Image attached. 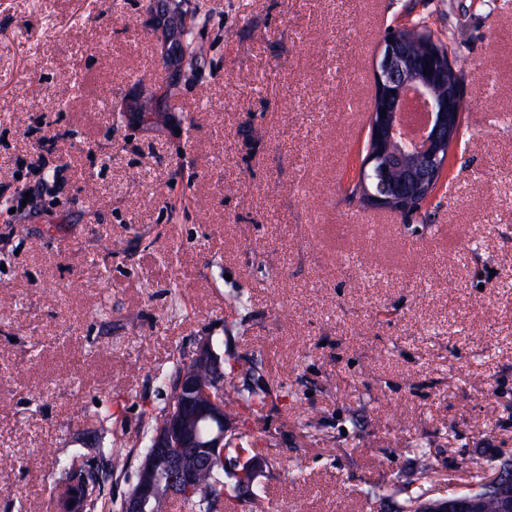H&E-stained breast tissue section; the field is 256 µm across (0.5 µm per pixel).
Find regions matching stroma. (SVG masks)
Returning a JSON list of instances; mask_svg holds the SVG:
<instances>
[{
  "instance_id": "35a3bbf8",
  "label": "stroma",
  "mask_w": 512,
  "mask_h": 512,
  "mask_svg": "<svg viewBox=\"0 0 512 512\" xmlns=\"http://www.w3.org/2000/svg\"><path fill=\"white\" fill-rule=\"evenodd\" d=\"M418 22L466 108L407 220L349 192L382 41ZM2 186L37 193L0 200V512H48L63 462L118 512L141 458L113 473L100 436L141 441L203 336L291 391L226 440L277 512H395L419 447L440 493L512 458V0H0Z\"/></svg>"
}]
</instances>
